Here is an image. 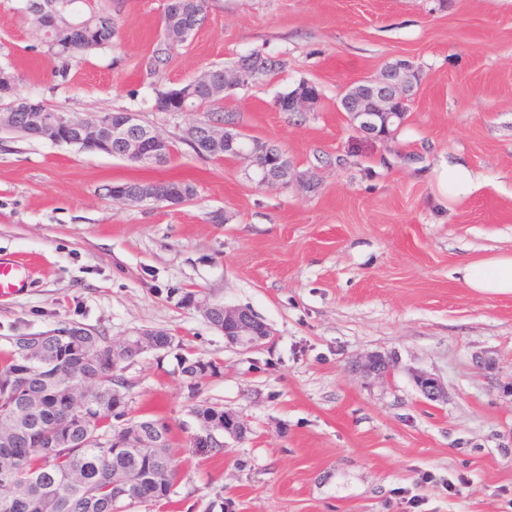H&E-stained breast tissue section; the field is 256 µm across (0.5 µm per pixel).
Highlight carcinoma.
Here are the masks:
<instances>
[{
	"mask_svg": "<svg viewBox=\"0 0 512 512\" xmlns=\"http://www.w3.org/2000/svg\"><path fill=\"white\" fill-rule=\"evenodd\" d=\"M59 13L46 41L55 45L65 75L77 53L113 43L117 23L112 13L93 4L81 13L84 0H52ZM206 0H172L165 5L162 24L176 13L202 24ZM175 46L161 37L150 60L157 70ZM240 66L260 65L254 81L261 82L283 62L259 52L242 56ZM201 122L218 116L220 100L197 88ZM129 190L172 191L192 198L195 187L185 181L142 183L122 181ZM135 355L112 356V341L100 332L64 327L45 333L31 362L18 343L0 356V512H122L136 504L149 505L168 496L176 475L172 439L165 447H112V408L127 405L119 371ZM200 425L224 419V409L204 402L192 408Z\"/></svg>",
	"mask_w": 512,
	"mask_h": 512,
	"instance_id": "obj_1",
	"label": "carcinoma"
}]
</instances>
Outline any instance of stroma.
I'll list each match as a JSON object with an SVG mask.
<instances>
[{"instance_id": "35a3bbf8", "label": "stroma", "mask_w": 512, "mask_h": 512, "mask_svg": "<svg viewBox=\"0 0 512 512\" xmlns=\"http://www.w3.org/2000/svg\"><path fill=\"white\" fill-rule=\"evenodd\" d=\"M164 4L108 0L117 46L76 54L61 77L25 0H0V68L21 95L137 113L178 149L148 168L0 132V258L33 263L0 296V351L74 325L175 336L122 373L127 419H163L177 449L168 499L129 512H512V294L457 276L512 255V0H207L154 72ZM255 50L283 69L226 93L223 113L285 150L310 187L271 190L242 161L196 155L182 136L199 113L155 108L157 91ZM399 59L421 68L404 124L385 140L356 132L341 97ZM303 81L321 93L313 111H279ZM445 163L481 188L447 197ZM126 180H186L196 195L177 207L107 197ZM189 292L249 308L271 339L227 345ZM373 353L393 359L389 381L360 372ZM186 361L212 369L191 379ZM416 371L446 398L427 400ZM202 402L244 419L246 437L210 448L192 413ZM412 378L416 387L427 399L438 401L446 396L441 381L433 375L425 372H416L412 375Z\"/></svg>"}]
</instances>
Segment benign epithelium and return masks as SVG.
Here are the masks:
<instances>
[{"label": "benign epithelium", "instance_id": "benign-epithelium-1", "mask_svg": "<svg viewBox=\"0 0 512 512\" xmlns=\"http://www.w3.org/2000/svg\"><path fill=\"white\" fill-rule=\"evenodd\" d=\"M254 71L240 66L224 70V85L215 89L222 93L233 88L243 87L252 81ZM420 77L415 72L413 61L400 59L388 66L376 78L364 80L353 85L345 96L342 106L347 112L350 124L360 133L374 135L379 130H390V126L404 120L403 109L409 107L419 89ZM360 92L361 98L368 102L362 106L354 100L352 93ZM316 94L311 91H300L284 102L288 112L301 113L309 111L315 103ZM26 122L37 127L40 137L55 144L72 145L82 141H97L104 153L112 152V143L125 144V152L143 162H150L161 157L168 148L167 138L157 130L148 132L144 137L135 135L139 129V115L135 112H125L120 122L112 121V115L103 113L98 116L95 124L79 126L71 114L56 112L50 116L44 112L29 111L25 114ZM195 139L205 144L224 141V147L235 148L251 143L260 149L261 153L274 159V166L280 173L282 184L290 183L293 169L288 154L276 150L272 145L261 139L249 137L237 130L231 124L208 123L200 125L192 131ZM190 305L202 310L211 325L224 335L229 346L252 348L262 344L273 336L269 325L251 310L242 307L219 306L206 299L192 297ZM224 309L222 317L216 316L217 308ZM175 337L171 336L166 345H161L160 335L156 330H143L119 343H112V350L125 349L139 352L152 350L160 351L174 345ZM364 370L369 375L381 381H388L394 373V364L381 354L370 356L364 363ZM419 391L427 399L438 401L446 396L445 389L439 379L425 372L412 375ZM248 432L247 423L240 417L226 412L224 422L210 423L206 434L210 447L222 448L224 442L218 440L225 434L241 439ZM167 436L164 422L147 421L132 422L119 434L112 437V443L119 448H139L148 446L160 448Z\"/></svg>", "mask_w": 512, "mask_h": 512}]
</instances>
